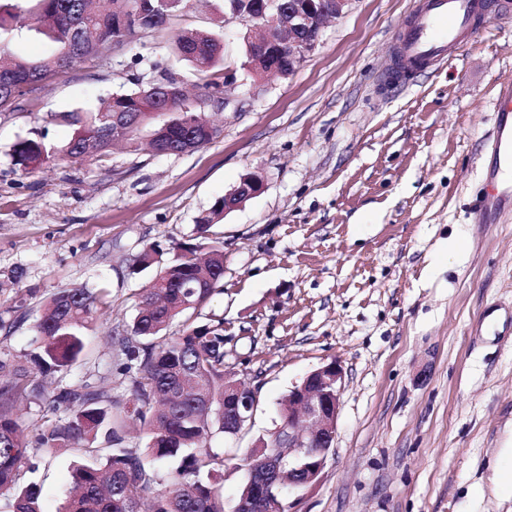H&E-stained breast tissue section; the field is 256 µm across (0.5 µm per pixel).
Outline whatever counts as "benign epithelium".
Returning a JSON list of instances; mask_svg holds the SVG:
<instances>
[{"mask_svg":"<svg viewBox=\"0 0 512 512\" xmlns=\"http://www.w3.org/2000/svg\"><path fill=\"white\" fill-rule=\"evenodd\" d=\"M352 0H229L224 10V25L232 23L246 27L242 40L244 48L252 49L244 69L260 80L274 75L286 78L306 62L320 42L325 24L340 17ZM288 52V63L272 65L269 57ZM180 78L162 72L147 82V86L172 97L178 92ZM233 100L221 94L216 98L201 97L192 101L196 110H224ZM263 180L256 175L241 179L224 194V213L238 208L244 201L264 191ZM343 372L340 364L331 362L312 372L288 393V420L280 423L271 434V447L293 448L288 458V484L279 482L283 463L267 460L265 489L298 491L316 483L335 437L340 409ZM258 407L257 392L240 384H224V432L230 437L239 435L252 422Z\"/></svg>","mask_w":512,"mask_h":512,"instance_id":"1","label":"benign epithelium"}]
</instances>
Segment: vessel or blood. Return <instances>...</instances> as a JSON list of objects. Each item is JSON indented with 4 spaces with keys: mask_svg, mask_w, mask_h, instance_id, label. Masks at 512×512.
I'll return each instance as SVG.
<instances>
[{
    "mask_svg": "<svg viewBox=\"0 0 512 512\" xmlns=\"http://www.w3.org/2000/svg\"><path fill=\"white\" fill-rule=\"evenodd\" d=\"M512 17V0H418L398 47L396 69L440 66L463 45L475 40L482 24ZM496 134L491 145L492 167L486 190L473 211L475 222L486 223L512 203V181L501 177L512 161V83H504L495 104Z\"/></svg>",
    "mask_w": 512,
    "mask_h": 512,
    "instance_id": "obj_1",
    "label": "vessel or blood"
}]
</instances>
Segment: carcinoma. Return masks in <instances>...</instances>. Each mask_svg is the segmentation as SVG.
I'll return each mask as SVG.
<instances>
[{"instance_id": "1", "label": "carcinoma", "mask_w": 512, "mask_h": 512, "mask_svg": "<svg viewBox=\"0 0 512 512\" xmlns=\"http://www.w3.org/2000/svg\"><path fill=\"white\" fill-rule=\"evenodd\" d=\"M101 0H36L37 22L30 23L32 9L22 0H0V77L21 74L36 86L65 73L90 58L106 60L100 44L116 42L124 49L139 39L126 37L115 16L137 10V0H112L115 9H101ZM188 0H161L152 13L133 16L141 34L171 36L177 56L199 75V88L213 93L221 84L213 78L224 60V41L213 31H173L175 13ZM27 31L47 40L52 51L27 60L15 56L9 44L15 34ZM126 120V142L137 143L141 126L154 114L172 112L175 117L151 131L154 150L173 152L187 146L200 148L214 140L203 131L204 121L187 108L186 100L163 94L144 96L134 90L117 93L84 114L67 112L61 118L73 126V134L59 150L42 140L26 139L15 149L18 164L36 168L57 152L71 159L97 156L112 148V114ZM224 216V200L197 220L201 232ZM174 256L152 279L140 296L130 333L122 342L126 362L122 374L130 377V398H112L111 389L85 383L79 389L62 385L70 368L83 353L84 330L97 311V297L87 288H69L50 296L35 324L36 352L32 367L6 371L0 363V494L12 499V512H40V487L21 481L31 452L54 454L73 448L84 454L105 453L106 462L79 464L72 475V495L66 512H143V496L152 492L151 462L180 458L177 477L168 489L151 500L150 512H224L217 485L224 479V453L211 447L214 432H224V321L198 322L196 312L224 279V246L178 243ZM183 316L182 332L166 336L171 321ZM57 376L53 393L45 378ZM20 400L48 401V414L36 428L34 441L25 434L23 416L16 411ZM138 424L148 435L145 451L125 445L124 429ZM109 446H92L98 434ZM276 452L255 448L244 459L250 479L243 483L238 502L250 512H273L276 500L264 494L262 471L257 462Z\"/></svg>"}]
</instances>
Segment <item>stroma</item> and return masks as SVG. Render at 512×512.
Segmentation results:
<instances>
[{
	"mask_svg": "<svg viewBox=\"0 0 512 512\" xmlns=\"http://www.w3.org/2000/svg\"><path fill=\"white\" fill-rule=\"evenodd\" d=\"M416 0H352L329 21L292 76L253 81L244 28L218 27L194 0L178 29H218L238 107L210 111L206 146L158 155L120 146L85 160L17 164L14 146H64L60 115L169 70L191 79L170 41L145 35L107 63L78 65L0 112V362L28 365L35 310L65 288L94 289L99 312L66 378L129 398L121 339L153 269L144 247L197 236L196 221L248 174L264 191L211 225L224 278L199 310L224 321V369L250 383L259 406L237 438L216 435L233 508L239 460L281 422L282 402L308 373L344 370L333 448L317 482L290 494V512H512L502 483L512 449V212L479 224L495 124V86L512 79V20L489 23L443 67L387 73ZM28 312L14 320L11 306ZM68 448L23 480L42 512H63L75 464Z\"/></svg>",
	"mask_w": 512,
	"mask_h": 512,
	"instance_id": "1",
	"label": "stroma"
}]
</instances>
